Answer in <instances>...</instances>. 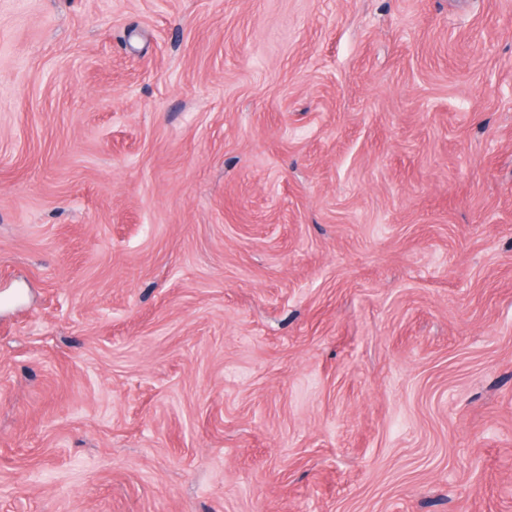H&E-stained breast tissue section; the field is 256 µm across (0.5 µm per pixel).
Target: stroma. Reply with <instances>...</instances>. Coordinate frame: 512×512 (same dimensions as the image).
<instances>
[{
  "label": "stroma",
  "instance_id": "1",
  "mask_svg": "<svg viewBox=\"0 0 512 512\" xmlns=\"http://www.w3.org/2000/svg\"><path fill=\"white\" fill-rule=\"evenodd\" d=\"M0 512H512V0H0Z\"/></svg>",
  "mask_w": 512,
  "mask_h": 512
}]
</instances>
